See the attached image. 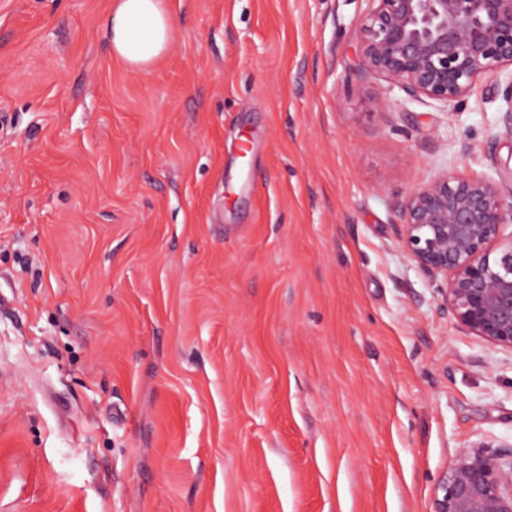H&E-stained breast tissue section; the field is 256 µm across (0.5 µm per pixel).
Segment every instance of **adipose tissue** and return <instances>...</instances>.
Returning <instances> with one entry per match:
<instances>
[{
	"label": "adipose tissue",
	"mask_w": 512,
	"mask_h": 512,
	"mask_svg": "<svg viewBox=\"0 0 512 512\" xmlns=\"http://www.w3.org/2000/svg\"><path fill=\"white\" fill-rule=\"evenodd\" d=\"M104 25L113 57L145 72L169 51L176 17L165 0H117Z\"/></svg>",
	"instance_id": "1"
}]
</instances>
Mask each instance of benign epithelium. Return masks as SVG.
I'll return each instance as SVG.
<instances>
[{
  "instance_id": "1",
  "label": "benign epithelium",
  "mask_w": 512,
  "mask_h": 512,
  "mask_svg": "<svg viewBox=\"0 0 512 512\" xmlns=\"http://www.w3.org/2000/svg\"><path fill=\"white\" fill-rule=\"evenodd\" d=\"M357 32L359 72L409 100L442 106L483 77L512 67V0H368ZM512 136V77L501 90ZM440 171L399 205L398 240L435 285L455 323L512 351V195L497 182ZM433 512H512V443L480 441L458 451L435 489Z\"/></svg>"
}]
</instances>
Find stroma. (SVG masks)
<instances>
[{"label":"stroma","instance_id":"35a3bbf8","mask_svg":"<svg viewBox=\"0 0 512 512\" xmlns=\"http://www.w3.org/2000/svg\"><path fill=\"white\" fill-rule=\"evenodd\" d=\"M112 2L0 0V512H432L512 441V352L398 204L512 166L497 77L398 107L356 71L367 0H167L136 73ZM104 25L113 57L147 72L169 51L176 17L164 0H117Z\"/></svg>","mask_w":512,"mask_h":512}]
</instances>
